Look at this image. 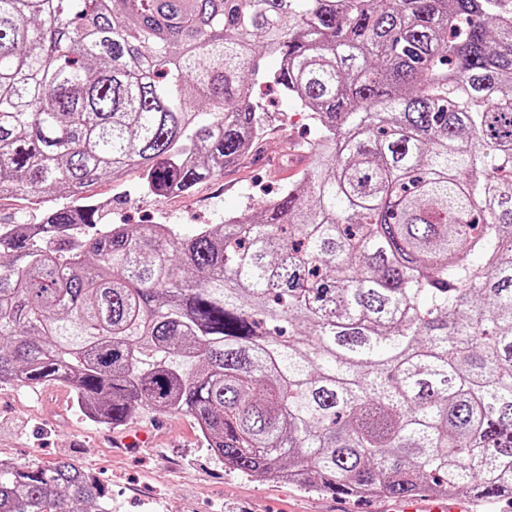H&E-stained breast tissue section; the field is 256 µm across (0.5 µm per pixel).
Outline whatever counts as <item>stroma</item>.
Returning <instances> with one entry per match:
<instances>
[{
  "mask_svg": "<svg viewBox=\"0 0 512 512\" xmlns=\"http://www.w3.org/2000/svg\"><path fill=\"white\" fill-rule=\"evenodd\" d=\"M266 132L250 153L219 176L186 193L156 197L140 192L141 174L123 181L104 176L88 189L107 224H218L277 196L283 184L300 179L314 134L309 112L284 103L276 86L256 88ZM152 428L148 448H123L124 430ZM50 463L69 459L106 485L112 512H380L387 497L362 500L308 491L283 482L258 480L225 467L184 415L152 412L110 428L91 422L70 388L50 381L31 388L0 383V459Z\"/></svg>",
  "mask_w": 512,
  "mask_h": 512,
  "instance_id": "1",
  "label": "stroma"
}]
</instances>
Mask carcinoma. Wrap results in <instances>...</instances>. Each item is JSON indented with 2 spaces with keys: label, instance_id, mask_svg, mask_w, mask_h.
I'll return each instance as SVG.
<instances>
[{
  "label": "carcinoma",
  "instance_id": "1",
  "mask_svg": "<svg viewBox=\"0 0 512 512\" xmlns=\"http://www.w3.org/2000/svg\"><path fill=\"white\" fill-rule=\"evenodd\" d=\"M276 54L260 69L256 47ZM313 113L300 182L219 224H102L83 190L188 192ZM0 382L94 422L190 416L249 477L512 499V12L499 0H0ZM0 512H110L68 460ZM44 199L47 200L45 208L36 209L30 204V199L25 194L3 196L0 199V224H14L20 219H26L29 223H36L46 209L62 203V201L56 200L54 196L49 194H45Z\"/></svg>",
  "mask_w": 512,
  "mask_h": 512
}]
</instances>
